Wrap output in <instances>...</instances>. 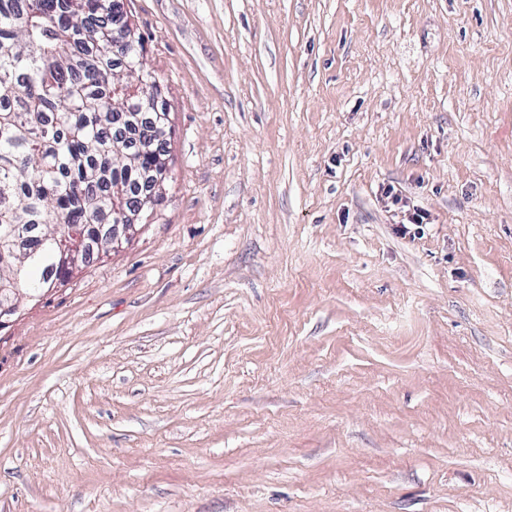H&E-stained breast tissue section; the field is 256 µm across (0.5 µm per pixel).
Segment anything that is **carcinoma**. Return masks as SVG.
I'll list each match as a JSON object with an SVG mask.
<instances>
[{
	"label": "carcinoma",
	"mask_w": 512,
	"mask_h": 512,
	"mask_svg": "<svg viewBox=\"0 0 512 512\" xmlns=\"http://www.w3.org/2000/svg\"><path fill=\"white\" fill-rule=\"evenodd\" d=\"M115 0H0V229L27 224L0 255V283L34 288L58 270L53 231L111 224L113 189L143 200V176L162 165L131 147L135 127L116 112L148 111L159 121V80L142 61L140 36L112 47Z\"/></svg>",
	"instance_id": "obj_1"
}]
</instances>
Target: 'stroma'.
Instances as JSON below:
<instances>
[{"mask_svg":"<svg viewBox=\"0 0 512 512\" xmlns=\"http://www.w3.org/2000/svg\"><path fill=\"white\" fill-rule=\"evenodd\" d=\"M127 11L170 177L0 330V512H512V0ZM385 197L391 199V204L397 206L398 213L401 214L402 219L399 222L401 226L398 230L402 235L406 236L407 234H411V230L408 226H417L413 233V235H415L416 232H419L418 230L421 229L422 224H428L429 215L426 211L414 205L411 207L400 195L396 192L394 193L393 187H389L385 191Z\"/></svg>","mask_w":512,"mask_h":512,"instance_id":"stroma-1","label":"stroma"}]
</instances>
